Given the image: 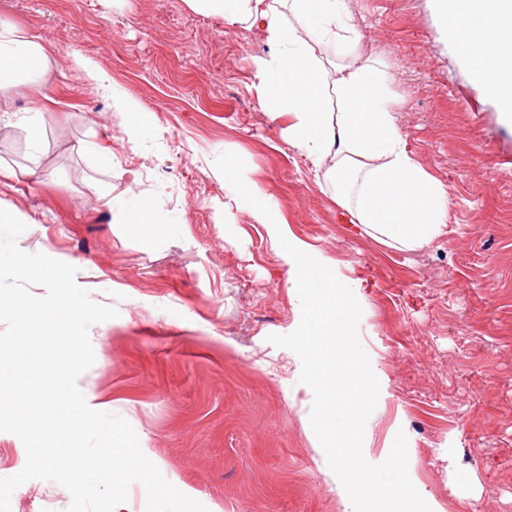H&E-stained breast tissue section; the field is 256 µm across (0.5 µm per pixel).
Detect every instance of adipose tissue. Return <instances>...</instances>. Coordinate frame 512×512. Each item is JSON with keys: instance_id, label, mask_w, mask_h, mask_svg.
<instances>
[{"instance_id": "obj_1", "label": "adipose tissue", "mask_w": 512, "mask_h": 512, "mask_svg": "<svg viewBox=\"0 0 512 512\" xmlns=\"http://www.w3.org/2000/svg\"><path fill=\"white\" fill-rule=\"evenodd\" d=\"M226 25L261 28L271 48L255 62L260 105L286 120L285 140L305 154L319 184L363 236L402 252L432 244L448 222V189L415 160L394 100L372 59L354 57L327 72L320 49L358 47L347 0H188ZM446 40L512 127V0H431ZM50 60L37 36L0 22V113L14 95L38 90ZM336 111H329V102Z\"/></svg>"}]
</instances>
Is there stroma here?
I'll return each instance as SVG.
<instances>
[{"instance_id": "35a3bbf8", "label": "stroma", "mask_w": 512, "mask_h": 512, "mask_svg": "<svg viewBox=\"0 0 512 512\" xmlns=\"http://www.w3.org/2000/svg\"><path fill=\"white\" fill-rule=\"evenodd\" d=\"M364 55L399 101L398 125L448 188L444 234L400 252L360 236L311 162L260 105V28L225 25L187 0H0V20L40 35L52 59L38 96L0 121V208L28 227L21 250L78 270L115 307L95 324L88 405L108 400L143 453L208 512H353L310 424L297 355L267 340L301 309L264 225L214 172L238 154L291 232L366 281L358 325L387 385L369 416L373 464L405 433L408 473L436 512H512V128L448 51L429 0H348ZM120 87L151 133L127 143ZM46 106L33 150L23 126ZM112 149L98 163L91 145ZM146 202L168 225L129 231L94 186ZM69 492L34 479L11 512H66Z\"/></svg>"}]
</instances>
